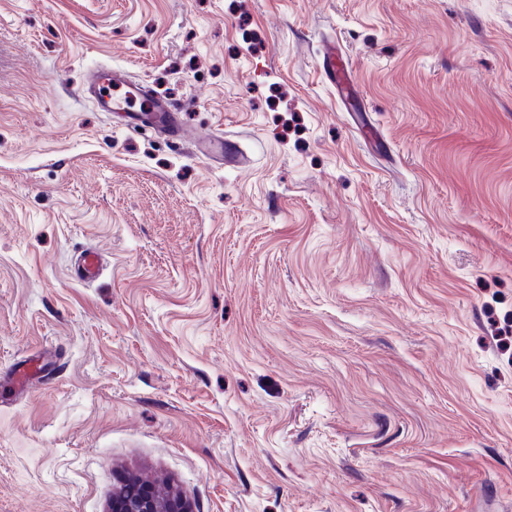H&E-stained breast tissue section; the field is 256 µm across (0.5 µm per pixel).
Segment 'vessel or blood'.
I'll return each instance as SVG.
<instances>
[{"instance_id": "1", "label": "vessel or blood", "mask_w": 512, "mask_h": 512, "mask_svg": "<svg viewBox=\"0 0 512 512\" xmlns=\"http://www.w3.org/2000/svg\"><path fill=\"white\" fill-rule=\"evenodd\" d=\"M321 74L335 87L339 100L356 96L352 68L348 57L336 46H328L321 57ZM99 107L105 112H122L128 126H150L171 140L181 142L187 137L182 126V109L172 100L156 95L138 82L129 80L123 68L100 74ZM78 280L92 281L100 274L99 255L89 251L81 254L74 264Z\"/></svg>"}]
</instances>
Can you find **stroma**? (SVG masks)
<instances>
[{"instance_id": "obj_1", "label": "stroma", "mask_w": 512, "mask_h": 512, "mask_svg": "<svg viewBox=\"0 0 512 512\" xmlns=\"http://www.w3.org/2000/svg\"><path fill=\"white\" fill-rule=\"evenodd\" d=\"M110 66L244 167L119 125ZM129 479L512 512V0H0V512ZM322 76L336 88V96L339 100H347L357 95V87L355 85L352 68L348 57L332 44L327 47L320 58ZM74 269L78 280H95L100 274L99 254L95 251L81 254L74 264Z\"/></svg>"}]
</instances>
